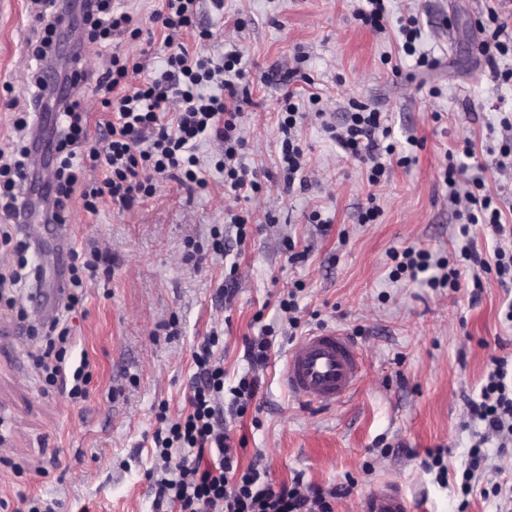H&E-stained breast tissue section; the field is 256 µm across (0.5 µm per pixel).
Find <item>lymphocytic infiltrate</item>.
Here are the masks:
<instances>
[{
	"mask_svg": "<svg viewBox=\"0 0 512 512\" xmlns=\"http://www.w3.org/2000/svg\"><path fill=\"white\" fill-rule=\"evenodd\" d=\"M198 0H162L149 20L160 31L164 51L162 68L146 71L142 59L114 47V38L135 40L143 30L133 15L115 0H87L79 19L83 36L72 54L65 79L67 91L58 98V126L51 142L56 166L53 195L47 215L51 224L66 223L73 206L97 214L103 203L120 209L153 197L161 182L177 181L187 189L206 188L197 155L200 142L213 144L215 167L224 174V187L235 199L260 189L242 161L246 142L238 82L245 74L241 56L229 51L214 59L190 49L189 40L209 38L196 22ZM38 25L26 45L31 61L24 75L23 106L12 122V133L0 146V243L12 241L17 215L24 208L29 177L27 148L22 140L36 121L47 88L45 60L55 51L57 31L64 14L57 0H31ZM485 37L480 55L492 67L496 81L511 84L512 68L498 69V58L512 54L508 24L495 9L477 19ZM101 57L97 69L83 66L85 56ZM93 88L103 116L90 123L83 93ZM293 94H286L278 114V134L286 189L307 191L311 181L303 173L304 153L295 132L304 120ZM331 139L353 159L366 164L367 180L378 185L391 163L405 167L412 155H397L389 138L391 128L381 112L353 104L341 124L324 123ZM443 179L451 189L449 201L461 221L466 242L454 260L433 258L430 251L408 246L392 251L393 279L425 281L431 288L459 290L462 270L494 275L501 287L512 286V226L502 220L499 195L485 190L481 181L461 188L455 162L446 163ZM498 242L486 259L470 242L472 225ZM70 275L48 327V341L40 363L50 384L65 388L71 402L86 399L92 364L87 351L77 348L72 318L86 287L97 284L101 270L111 263L108 247L89 239L71 249ZM218 336H208L192 353L195 371L188 398L189 410L169 420L167 405H160V423L153 441L162 461L163 475L154 481L156 507L177 506L178 512H332L333 499L346 496L344 486L326 489L304 485L302 479L274 485L256 466L239 468L236 450L226 427L227 417L243 416L257 395V380L242 376L232 390L224 388V361L214 348ZM232 400H225V393ZM471 417L484 425L481 443L473 447L460 489L470 493L481 466L482 443L494 440L512 447V363L494 359L477 397L469 399Z\"/></svg>",
	"mask_w": 512,
	"mask_h": 512,
	"instance_id": "1",
	"label": "lymphocytic infiltrate"
}]
</instances>
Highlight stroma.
Masks as SVG:
<instances>
[{
    "label": "stroma",
    "instance_id": "stroma-1",
    "mask_svg": "<svg viewBox=\"0 0 512 512\" xmlns=\"http://www.w3.org/2000/svg\"><path fill=\"white\" fill-rule=\"evenodd\" d=\"M355 0H224L215 12L199 0L211 32L206 55L242 54L248 92L246 161L261 192L243 203L248 238L228 255H207L200 268L183 260L186 240L209 247L212 228L234 235L224 209V176L207 167V188L173 181L128 210L103 204L90 215L74 207L72 237L94 238L112 252L99 287L73 318V334L93 364L86 401L75 404L48 385L36 355L46 343L42 320L31 318L26 293L0 300V322L28 317L27 340L0 335V512L18 495L58 502L56 512H155L152 435L159 404L170 417L187 411L192 352L211 331L222 334L224 385L255 372L259 389L243 417L230 420L241 466L258 464L273 483L302 477L312 485L349 489L333 512H357L363 496L384 481L399 482L414 512H496L492 485H512V454L486 444V467L462 495L461 474L480 424L464 401L476 396L491 356L512 355L507 293L483 277L471 302V272L459 291L392 281L391 249L414 245L454 257L457 220L441 176L446 155L471 142L459 180L482 178L512 205V178L499 173L502 116L512 115V87L497 84L477 52L475 20L487 0H392L383 31L361 26ZM416 15L420 48L436 66L415 70L399 53L400 20ZM242 30H235V21ZM29 0H0V140L11 132L22 99L25 46L33 35ZM304 62H297L298 54ZM299 69L291 84L282 76ZM317 92L329 121L350 102L386 113L397 148L422 141L416 160L392 166L370 187L363 163L329 139L318 119L298 129L309 177L305 192H286L281 174L277 110L289 90ZM381 215L358 221L368 196ZM320 210L323 221L308 216ZM302 283L300 317L310 328L335 327L358 345L364 368L353 395L332 408L288 394L281 376L291 343L279 301ZM271 330L265 367L252 369L245 340ZM444 448L447 480L420 461Z\"/></svg>",
    "mask_w": 512,
    "mask_h": 512
}]
</instances>
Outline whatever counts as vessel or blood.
Masks as SVG:
<instances>
[{
    "instance_id": "1",
    "label": "vessel or blood",
    "mask_w": 512,
    "mask_h": 512,
    "mask_svg": "<svg viewBox=\"0 0 512 512\" xmlns=\"http://www.w3.org/2000/svg\"><path fill=\"white\" fill-rule=\"evenodd\" d=\"M361 376L360 351L333 327L303 336L289 349L282 374L289 393L327 408L345 401ZM359 512H412V504L397 482L387 481L360 500Z\"/></svg>"
}]
</instances>
